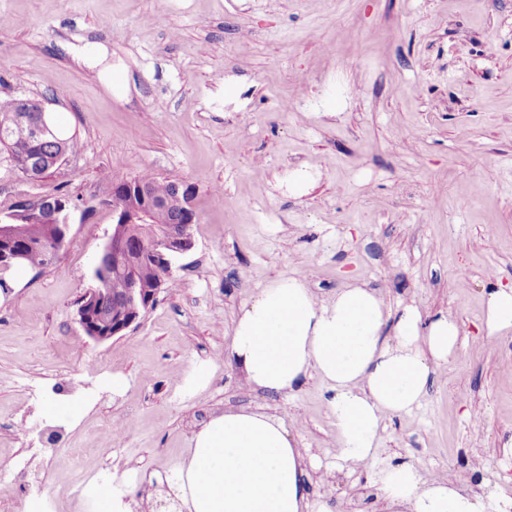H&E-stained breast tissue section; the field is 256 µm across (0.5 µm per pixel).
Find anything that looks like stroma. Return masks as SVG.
Wrapping results in <instances>:
<instances>
[{"label":"stroma","instance_id":"35a3bbf8","mask_svg":"<svg viewBox=\"0 0 512 512\" xmlns=\"http://www.w3.org/2000/svg\"><path fill=\"white\" fill-rule=\"evenodd\" d=\"M1 15L0 97L43 101L79 149L39 180L0 152V210L74 199L53 265L0 288V512H89L73 486L116 480L134 512H159L147 474L227 409L278 414L336 469L319 380L272 399L229 352L243 305L301 271L318 295L356 281L467 334L421 406L386 419L371 471H309L311 499L374 512L371 473L396 464L512 498V334L489 347L478 331L489 290L512 287V0H172L161 14L154 0H0ZM88 41L127 69V97L76 61ZM144 171L190 190L194 246L137 327L95 342L77 301L112 231L113 180ZM203 363L210 381L186 385Z\"/></svg>","mask_w":512,"mask_h":512}]
</instances>
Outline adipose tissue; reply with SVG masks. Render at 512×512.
Segmentation results:
<instances>
[{"mask_svg":"<svg viewBox=\"0 0 512 512\" xmlns=\"http://www.w3.org/2000/svg\"><path fill=\"white\" fill-rule=\"evenodd\" d=\"M75 57L109 93L128 94L129 75L106 45L88 43ZM481 331L489 343L512 333V288L490 292ZM463 334L454 316L426 315L414 304L388 310L375 289L357 282L318 296L299 273L271 280L242 307L229 350L248 389L272 397L318 377L331 394L336 457L364 471L387 416L421 404ZM315 464L282 417L227 410L193 434L165 475L166 500L170 512H334L309 495L305 475ZM377 481L380 512H512V500L482 498L441 475L423 478L407 464Z\"/></svg>","mask_w":512,"mask_h":512,"instance_id":"1","label":"adipose tissue"}]
</instances>
